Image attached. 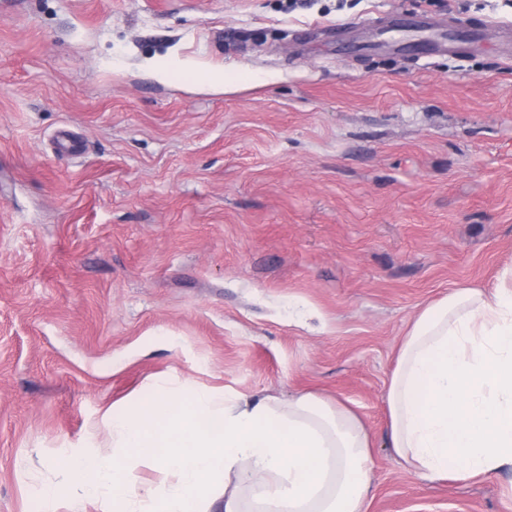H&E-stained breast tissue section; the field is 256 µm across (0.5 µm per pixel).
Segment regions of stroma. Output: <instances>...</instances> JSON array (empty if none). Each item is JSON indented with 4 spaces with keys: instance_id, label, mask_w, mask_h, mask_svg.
Wrapping results in <instances>:
<instances>
[{
    "instance_id": "1",
    "label": "stroma",
    "mask_w": 512,
    "mask_h": 512,
    "mask_svg": "<svg viewBox=\"0 0 512 512\" xmlns=\"http://www.w3.org/2000/svg\"><path fill=\"white\" fill-rule=\"evenodd\" d=\"M512 25V0H0V512L152 380L354 408L367 512H512V469L430 481L387 441L415 314L512 265V63L358 43ZM223 69L216 92L159 61ZM68 131L69 151L57 137ZM379 29H378V36H377V46L380 48H384L386 50L390 51H397L399 52L402 49L403 42L401 39L396 38H383L386 34H389L391 32L403 30L406 27H413V30H417L419 32H430L435 31L438 29H441L445 26L448 28V34H453L451 36H448V39L444 41H440L438 39H432L431 44H435L434 49L435 51H442L445 48L446 41L448 46L453 44L456 40H460L456 36V32L461 31L462 22H456L454 24H447V23H441L437 22L431 19L430 15L423 14L418 17H415L414 19L407 20L400 18L395 15H391L388 17H384L379 22Z\"/></svg>"
}]
</instances>
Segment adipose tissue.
I'll return each instance as SVG.
<instances>
[{
	"label": "adipose tissue",
	"instance_id": "ef3b65f1",
	"mask_svg": "<svg viewBox=\"0 0 512 512\" xmlns=\"http://www.w3.org/2000/svg\"><path fill=\"white\" fill-rule=\"evenodd\" d=\"M498 288L460 286L423 307L386 392L387 438L430 480L512 467V266ZM142 408L107 410L112 454L59 463L44 512H366L372 441L359 414L313 392L281 401L160 377ZM150 469L157 482L141 485Z\"/></svg>",
	"mask_w": 512,
	"mask_h": 512
}]
</instances>
